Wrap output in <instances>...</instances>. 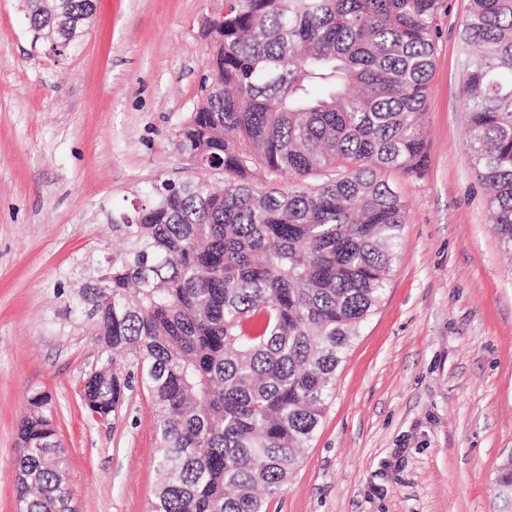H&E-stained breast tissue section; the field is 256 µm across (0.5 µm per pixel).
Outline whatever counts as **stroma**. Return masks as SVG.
Returning <instances> with one entry per match:
<instances>
[{"label": "stroma", "instance_id": "stroma-1", "mask_svg": "<svg viewBox=\"0 0 512 512\" xmlns=\"http://www.w3.org/2000/svg\"><path fill=\"white\" fill-rule=\"evenodd\" d=\"M222 0H95L67 56L33 45L0 0V512H17L18 424L50 398L76 512H151L159 475L140 384L99 421L80 403L101 362L72 311L79 265L122 245L117 212L192 176L175 134L208 73ZM445 0L427 84L421 176L384 178L406 206L399 259L320 426L268 512H502L512 455V255L463 144L461 18Z\"/></svg>", "mask_w": 512, "mask_h": 512}]
</instances>
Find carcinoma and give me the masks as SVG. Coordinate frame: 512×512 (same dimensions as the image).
Returning <instances> with one entry per match:
<instances>
[{
    "label": "carcinoma",
    "mask_w": 512,
    "mask_h": 512,
    "mask_svg": "<svg viewBox=\"0 0 512 512\" xmlns=\"http://www.w3.org/2000/svg\"><path fill=\"white\" fill-rule=\"evenodd\" d=\"M442 0H225L202 102L175 135L200 169L112 217L125 247L83 268L102 371L82 405L106 420L134 357L156 414L153 512H267L320 425L336 370L399 258L405 205L383 178L426 165V87ZM65 56L94 0H23ZM464 146L512 252V0L460 23ZM286 177L297 182L281 185ZM18 428V512H73L65 450L35 395ZM498 485L512 500V463Z\"/></svg>",
    "instance_id": "carcinoma-1"
}]
</instances>
